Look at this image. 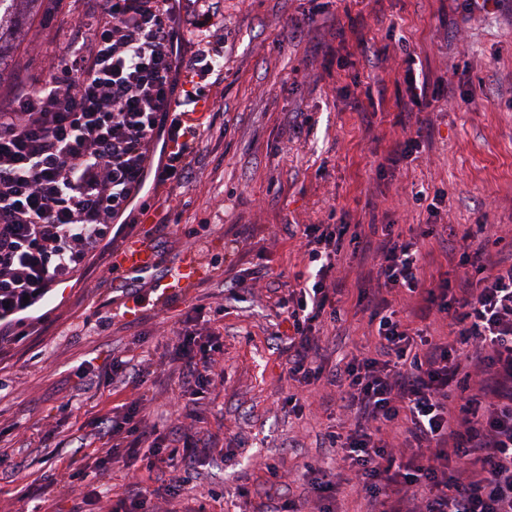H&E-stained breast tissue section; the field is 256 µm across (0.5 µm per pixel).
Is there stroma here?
Wrapping results in <instances>:
<instances>
[{
    "label": "stroma",
    "mask_w": 512,
    "mask_h": 512,
    "mask_svg": "<svg viewBox=\"0 0 512 512\" xmlns=\"http://www.w3.org/2000/svg\"><path fill=\"white\" fill-rule=\"evenodd\" d=\"M224 77L210 86L222 103L223 135L203 146V163L178 200L173 226L153 244L160 270L193 252L202 269L194 282L148 288L144 304L104 280L108 252L78 280L56 291L41 321L0 345V512H107L129 481L126 468L106 463L79 487L59 481L82 443L103 447L91 419L112 409L107 383L116 357L167 358L189 306L201 312L191 329L219 331L224 383L204 393L198 430L218 446L190 478L191 496L206 512H254L266 465L289 473L290 500L303 506L321 466H335L327 420L317 399L302 415L288 402L299 382L289 378L279 335H291L279 312L288 285L307 259L286 225L351 224L346 233L339 321L322 318L328 363L364 344L368 311L359 303L372 266L363 240L379 243L382 225L412 236L428 253L427 273L454 278L456 262L437 242L445 224L512 226V0L468 12L466 0H223ZM85 0H62L51 23L25 22L11 73L50 76ZM380 52L368 67L361 43ZM428 77L414 104L408 77ZM419 111L425 146L391 164L402 130L400 113ZM304 124L291 140L282 127ZM436 214H429V204ZM199 238L184 235L201 219ZM263 269L284 287L215 307L224 280ZM93 366L100 383L80 384ZM174 370L150 376L144 389L159 426L175 420Z\"/></svg>",
    "instance_id": "35a3bbf8"
}]
</instances>
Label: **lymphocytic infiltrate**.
Here are the masks:
<instances>
[{"label":"lymphocytic infiltrate","instance_id":"lymphocytic-infiltrate-1","mask_svg":"<svg viewBox=\"0 0 512 512\" xmlns=\"http://www.w3.org/2000/svg\"><path fill=\"white\" fill-rule=\"evenodd\" d=\"M91 2L51 80L19 76L0 103V344L26 325V298L75 280L97 252L129 236L132 212L162 206L156 232L168 235L177 191L216 131L220 105L196 123L189 110L200 105V82L224 71L221 0H195L190 14L183 0ZM150 185L168 187L161 204L144 200ZM490 230L444 225L439 247L464 269L452 282L426 276V255L385 225L377 287L365 298V343L330 367L312 329L340 315L336 271L347 227L301 229L300 248L317 270L295 276L284 368L304 384L329 385L322 404L342 469L337 477L322 471L312 493L341 484L366 512H512V253L490 251ZM404 296L436 311L447 334L404 322ZM178 336L177 399L223 383L217 345L188 329ZM170 362L146 357L132 369L114 358L113 393L141 388ZM146 410L138 397L91 421L111 440L96 464L122 452L143 463L114 512H157L162 503L186 512V475L215 442L197 430L195 414L162 432ZM161 469L171 474L162 490L152 484Z\"/></svg>","mask_w":512,"mask_h":512}]
</instances>
